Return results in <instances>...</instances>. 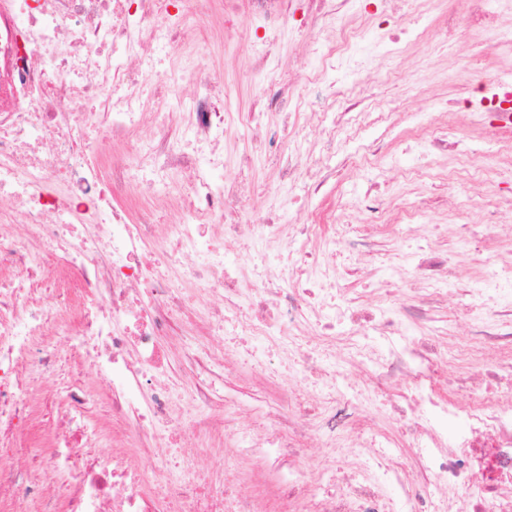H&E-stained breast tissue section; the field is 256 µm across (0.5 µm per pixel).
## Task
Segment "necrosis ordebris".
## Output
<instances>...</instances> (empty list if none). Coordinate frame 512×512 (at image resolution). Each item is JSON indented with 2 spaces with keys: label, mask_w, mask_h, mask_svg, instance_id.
<instances>
[{
  "label": "necrosis or debris",
  "mask_w": 512,
  "mask_h": 512,
  "mask_svg": "<svg viewBox=\"0 0 512 512\" xmlns=\"http://www.w3.org/2000/svg\"><path fill=\"white\" fill-rule=\"evenodd\" d=\"M222 2L221 30L236 39L248 15L255 52L246 72L257 103L229 117L223 81L207 64L203 41L183 47L196 23ZM0 0V512H268L259 497L240 494L252 478L242 454L197 467L186 447L193 421L212 447L224 445L223 414L211 415L208 389L214 361L224 356L225 332L251 345L253 372L273 377L295 365L308 396L280 394L264 432L235 427L249 449L287 468L281 501L303 498L310 512H448V494L467 491L462 512H512V195L483 211L484 231L472 236L477 268L468 288L476 323L463 354L491 385L484 394L443 399L431 383L448 355L433 326L448 304L457 260L432 245L417 222L435 208L416 193L403 203L379 188L348 201L337 198L336 226L350 216L376 228L400 227L412 253L373 256L362 236L319 234L305 202L331 175L330 160L363 125L402 128L426 156L471 155L450 132V103L409 112L362 108L368 71L399 48L401 39L433 40L447 49L460 26L499 23L512 0ZM312 42L315 67L301 81L287 78L281 31ZM171 60L154 70L155 62ZM154 70L155 112L150 140L136 136L146 104L143 74ZM354 83H346V74ZM197 88L178 97L182 84ZM310 105L317 141L301 144L290 122ZM484 114L483 142L496 145L494 165L512 166V82L484 72L463 98ZM254 129L259 159L276 178L244 179L255 159L240 162L241 179L216 193L207 171L224 167L218 146L234 125ZM108 127L124 143L109 174L89 162L93 130ZM182 172L187 180L169 198L144 207L138 220L116 206L143 166ZM263 200L251 209L252 196ZM297 220L282 221L283 209ZM363 258L359 273L378 294L361 300L339 285L328 258L337 243ZM66 252L74 278L51 276L48 246ZM294 250L295 260L279 256ZM413 295L396 302L400 275ZM191 282L218 295L222 306L189 310L181 288ZM216 342L187 352L200 373L177 389L163 342L181 319ZM318 338V354L300 347ZM344 352L347 363L336 360ZM366 370L362 380L348 366ZM93 371L105 388L85 378ZM401 387L393 408L403 419L419 468L410 475L386 434L364 428L365 393ZM107 402L109 417L96 411ZM353 448L339 490L324 491L336 459L306 467V445ZM175 451L152 463L158 443ZM113 444L102 456L103 444Z\"/></svg>",
  "instance_id": "necrosis-or-debris-1"
}]
</instances>
